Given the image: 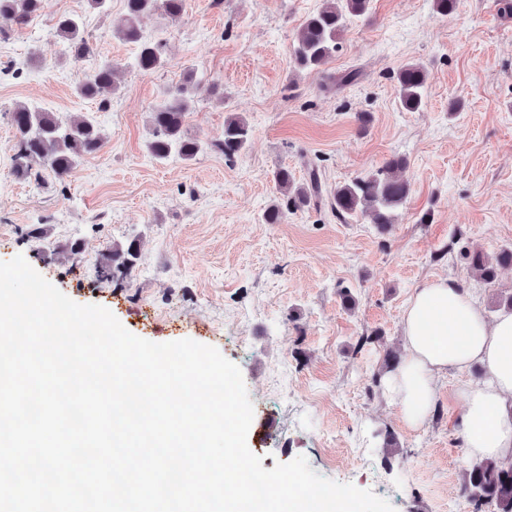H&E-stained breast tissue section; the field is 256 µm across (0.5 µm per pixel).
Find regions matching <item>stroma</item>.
I'll list each match as a JSON object with an SVG mask.
<instances>
[{
	"label": "stroma",
	"instance_id": "35a3bbf8",
	"mask_svg": "<svg viewBox=\"0 0 512 512\" xmlns=\"http://www.w3.org/2000/svg\"><path fill=\"white\" fill-rule=\"evenodd\" d=\"M320 4L185 0L178 21L142 22L145 38L165 44L167 62L154 72L139 71L136 45L117 35L124 0L104 14L86 0H44L28 24L0 21V261L24 255L73 301L107 308L138 337L217 348L241 370L254 405L247 445L264 469L301 455L395 512H471L463 482L474 459L457 388L480 369L449 371L417 428L401 421L382 382L404 361L402 316L418 288L451 278L481 296L491 320L512 294V267L487 284L464 259L512 248V14L501 0H459L448 17L432 0H373L324 72L356 68L359 80L326 89L323 74L295 72L290 57ZM65 12L82 18L94 54L74 55L56 36ZM105 59L118 66V89L103 111L73 85ZM412 62L428 73L418 112L401 108L394 80ZM189 72L199 84L189 133L217 138L232 113L251 126L233 160L213 150L192 161L147 154L152 107ZM457 99L462 108L449 112ZM18 103L63 122L94 117L102 150L64 180H19L3 117ZM396 155L410 193L395 224L382 231L361 216L336 218L327 201L336 185ZM313 164L325 203L264 223L277 197L273 171L288 167L304 184ZM30 224L44 225L45 238L22 239ZM132 238L141 258L131 276L95 284L106 249ZM73 243L79 254L59 258ZM368 335L373 343L359 346Z\"/></svg>",
	"mask_w": 512,
	"mask_h": 512
}]
</instances>
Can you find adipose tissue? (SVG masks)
Returning a JSON list of instances; mask_svg holds the SVG:
<instances>
[{"mask_svg": "<svg viewBox=\"0 0 512 512\" xmlns=\"http://www.w3.org/2000/svg\"><path fill=\"white\" fill-rule=\"evenodd\" d=\"M402 366L385 381V394L403 422L420 427L429 416L438 382L448 370L480 366L482 381L463 382L470 455L512 459V313L487 321L479 295L454 280L418 289L403 313Z\"/></svg>", "mask_w": 512, "mask_h": 512, "instance_id": "adipose-tissue-1", "label": "adipose tissue"}]
</instances>
